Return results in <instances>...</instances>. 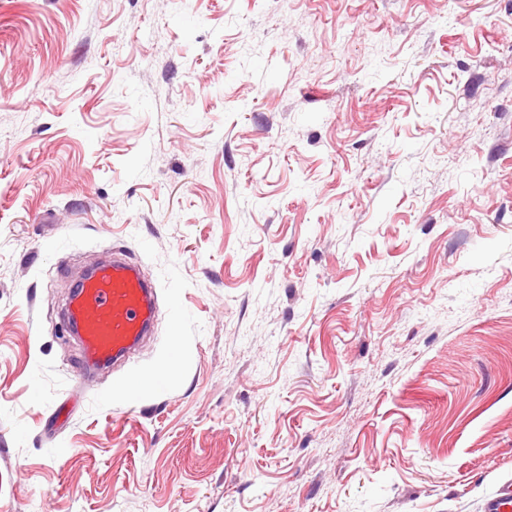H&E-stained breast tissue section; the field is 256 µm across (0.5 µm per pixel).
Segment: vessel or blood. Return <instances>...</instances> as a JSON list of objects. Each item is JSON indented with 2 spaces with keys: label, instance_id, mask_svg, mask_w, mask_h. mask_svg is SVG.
<instances>
[{
  "label": "vessel or blood",
  "instance_id": "vessel-or-blood-1",
  "mask_svg": "<svg viewBox=\"0 0 512 512\" xmlns=\"http://www.w3.org/2000/svg\"><path fill=\"white\" fill-rule=\"evenodd\" d=\"M155 286L138 265L116 253L73 283L65 325L86 370L122 360L148 336L156 319Z\"/></svg>",
  "mask_w": 512,
  "mask_h": 512
}]
</instances>
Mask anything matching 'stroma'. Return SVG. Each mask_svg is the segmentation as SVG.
I'll return each mask as SVG.
<instances>
[{
    "label": "stroma",
    "instance_id": "obj_1",
    "mask_svg": "<svg viewBox=\"0 0 512 512\" xmlns=\"http://www.w3.org/2000/svg\"><path fill=\"white\" fill-rule=\"evenodd\" d=\"M118 249L158 316L88 379L62 311ZM510 480L512 0H0V512Z\"/></svg>",
    "mask_w": 512,
    "mask_h": 512
}]
</instances>
